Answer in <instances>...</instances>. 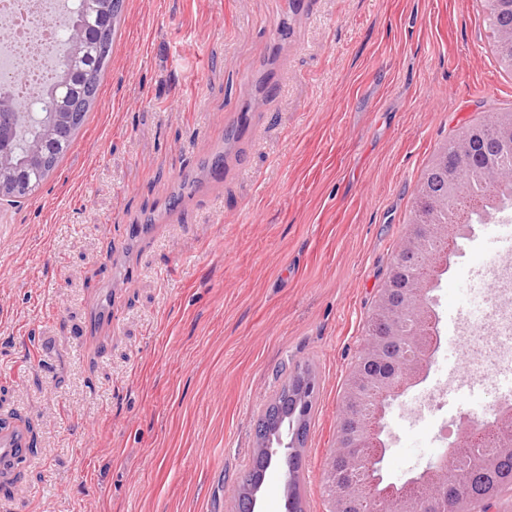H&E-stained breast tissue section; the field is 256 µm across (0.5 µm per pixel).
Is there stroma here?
<instances>
[{"mask_svg":"<svg viewBox=\"0 0 512 512\" xmlns=\"http://www.w3.org/2000/svg\"><path fill=\"white\" fill-rule=\"evenodd\" d=\"M484 0H124L112 62L70 150L0 210V423L29 455L0 512H236L256 424L297 366L318 383L304 512H333L327 468L365 326L408 232L422 173L468 126L512 111ZM280 93L227 139L269 74ZM224 179L151 236L135 219L182 179ZM498 236L459 240L435 291L436 360ZM131 273L120 276L119 271ZM112 318L94 323L100 298ZM386 416L388 482L448 446L476 394L436 421Z\"/></svg>","mask_w":512,"mask_h":512,"instance_id":"obj_1","label":"stroma"}]
</instances>
